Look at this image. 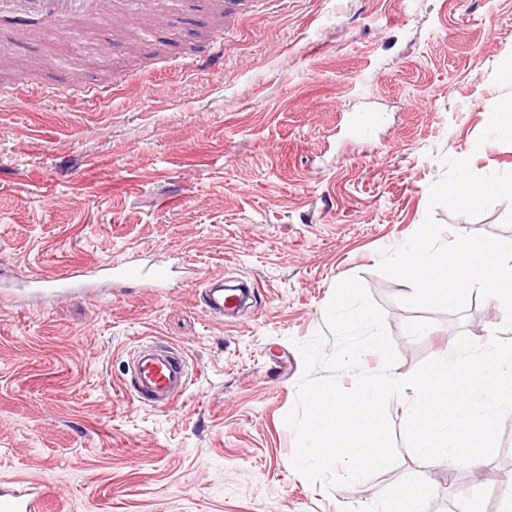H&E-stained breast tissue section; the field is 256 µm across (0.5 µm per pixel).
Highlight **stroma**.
<instances>
[{"label":"stroma","mask_w":512,"mask_h":512,"mask_svg":"<svg viewBox=\"0 0 512 512\" xmlns=\"http://www.w3.org/2000/svg\"><path fill=\"white\" fill-rule=\"evenodd\" d=\"M162 2L135 32L115 13L67 30L0 16V82L60 89L0 103V271L23 281L134 253L173 269L162 297L134 282L0 296V481L37 483L67 512H382L419 481L425 512H461L475 485L479 512H502L512 415L496 457L451 471L407 448L393 399L397 464L331 488L291 466L284 417L296 344L324 329L344 279L383 313L402 377L455 336L497 328L494 300L409 307L378 267L429 214L445 243L512 238V201L476 218L428 206L442 157L512 172V136L485 114L512 103V0ZM217 32L224 64L211 70ZM76 77L107 94L75 98ZM366 107L384 123L352 138L347 118ZM211 278L250 291L221 321L204 312ZM140 342L185 355L172 405L124 390Z\"/></svg>","instance_id":"1"}]
</instances>
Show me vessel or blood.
Masks as SVG:
<instances>
[{
  "instance_id": "1",
  "label": "vessel or blood",
  "mask_w": 512,
  "mask_h": 512,
  "mask_svg": "<svg viewBox=\"0 0 512 512\" xmlns=\"http://www.w3.org/2000/svg\"><path fill=\"white\" fill-rule=\"evenodd\" d=\"M18 10L40 14L47 22H57L75 10H82L88 25L103 23L104 17L91 7L84 6L82 0H11ZM351 127L356 138L365 139L381 125L379 112L368 110L353 115ZM166 266L145 264L135 257H128L121 263H108L87 272L82 266L74 265L60 277L38 276L31 283L32 291L58 296L69 288L83 286L92 281L121 282L134 280L141 287L161 291L169 279ZM240 301L239 296L223 283H215L209 288L204 300L205 311L212 316H223L228 309ZM188 362L182 353L174 348L148 349L136 345L131 352V374L128 390L139 402L169 405L183 392L188 379ZM45 490L15 482H0V512H45Z\"/></svg>"
}]
</instances>
